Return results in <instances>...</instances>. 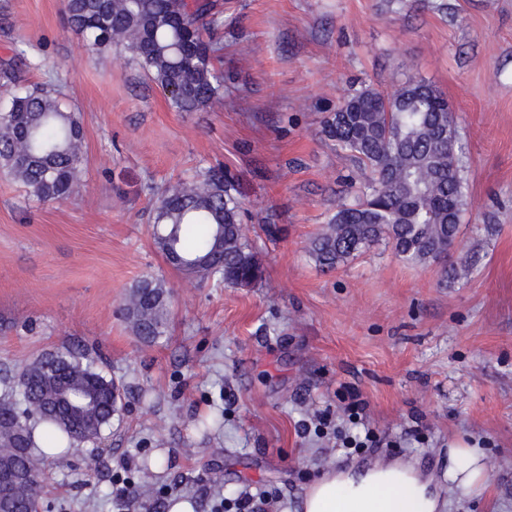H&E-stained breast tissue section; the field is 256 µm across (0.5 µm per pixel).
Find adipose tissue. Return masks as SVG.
<instances>
[{"mask_svg":"<svg viewBox=\"0 0 512 512\" xmlns=\"http://www.w3.org/2000/svg\"><path fill=\"white\" fill-rule=\"evenodd\" d=\"M448 486L481 493L488 464L477 449L457 443L448 450ZM436 477L418 464L391 459L330 469L315 478L302 501L303 512H440Z\"/></svg>","mask_w":512,"mask_h":512,"instance_id":"1","label":"adipose tissue"}]
</instances>
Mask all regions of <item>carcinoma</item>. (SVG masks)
<instances>
[{
    "instance_id": "obj_1",
    "label": "carcinoma",
    "mask_w": 512,
    "mask_h": 512,
    "mask_svg": "<svg viewBox=\"0 0 512 512\" xmlns=\"http://www.w3.org/2000/svg\"><path fill=\"white\" fill-rule=\"evenodd\" d=\"M71 29L92 51H127L178 112H200L224 95L213 35L223 24L214 0H64ZM0 76L13 89L0 98V173L38 200H66L81 183L83 126L78 113L41 84H25L12 67ZM322 133L369 172L352 200H341L309 253L332 271L382 240L406 262L448 261L467 208L465 156L448 100L429 82L395 74L394 89L362 87L325 119ZM240 203L214 174L170 185L152 210L154 242L200 279L251 287L262 266L240 227ZM170 292L148 277L125 295L123 310L145 342L165 336ZM115 381L88 354L67 347L26 366L0 394V470L25 476L5 495V512H33L45 459L42 442L95 444L122 410Z\"/></svg>"
}]
</instances>
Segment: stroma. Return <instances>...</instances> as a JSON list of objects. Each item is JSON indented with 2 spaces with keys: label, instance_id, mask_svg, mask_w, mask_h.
<instances>
[{
  "label": "stroma",
  "instance_id": "35a3bbf8",
  "mask_svg": "<svg viewBox=\"0 0 512 512\" xmlns=\"http://www.w3.org/2000/svg\"><path fill=\"white\" fill-rule=\"evenodd\" d=\"M224 97L175 111L127 52H86L62 0H0V64L56 86L81 116L84 173L37 201L0 175V373L86 350L120 382L123 412L97 448L47 462L44 498L66 512H215L265 492L301 512L322 470L394 458L444 476L480 449L485 492L444 512H512V0H219ZM446 11H439V4ZM410 69L447 98L468 156L469 209L452 259L411 265L382 242L325 272L309 254L357 166L322 133L353 90ZM211 168L242 203L261 281L185 275L154 244L169 184ZM145 277L170 290L165 336L122 315ZM330 412L377 445L337 446ZM224 415L201 435L195 422ZM154 494L115 499L117 475ZM223 490H216V483Z\"/></svg>",
  "mask_w": 512,
  "mask_h": 512
}]
</instances>
